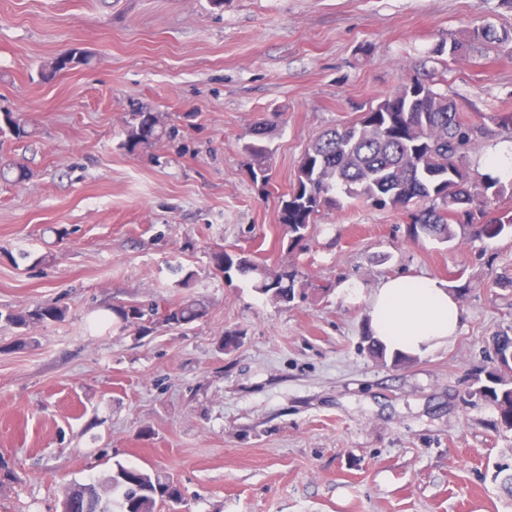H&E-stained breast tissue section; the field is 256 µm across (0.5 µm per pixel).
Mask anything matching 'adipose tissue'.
I'll return each mask as SVG.
<instances>
[{
  "label": "adipose tissue",
  "mask_w": 512,
  "mask_h": 512,
  "mask_svg": "<svg viewBox=\"0 0 512 512\" xmlns=\"http://www.w3.org/2000/svg\"><path fill=\"white\" fill-rule=\"evenodd\" d=\"M367 317L371 336L387 355L408 358L448 345L460 327L462 311L444 283L395 276L372 291Z\"/></svg>",
  "instance_id": "1"
}]
</instances>
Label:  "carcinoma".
I'll return each mask as SVG.
<instances>
[{"label":"carcinoma","instance_id":"1","mask_svg":"<svg viewBox=\"0 0 512 512\" xmlns=\"http://www.w3.org/2000/svg\"><path fill=\"white\" fill-rule=\"evenodd\" d=\"M475 38L488 44L512 41L509 33L491 25L475 32ZM83 50L73 48L41 69L44 81L68 68L86 65ZM274 121L265 120L249 129L241 150L252 160L254 181L269 182L264 161L266 144ZM0 132L22 141L32 136L29 121L14 112L0 113ZM126 137L121 148L134 152L170 136L161 115L142 108L126 121ZM478 135V128L465 121L455 103L430 86L412 81L378 100L353 124L329 129L306 147L294 176L288 198L282 201L279 223L288 228L290 244L299 245L309 234L315 217L325 210L342 208V199H363L381 208L395 210L411 206L410 237L422 235L442 242L454 239L450 224L465 216L485 214L487 204L505 192L499 181L488 179L482 185L472 182L466 167L467 154ZM512 229V217L498 218L483 225L480 233L494 239ZM210 267L216 274L256 273V289L278 303L295 299L301 272L294 264L280 269L277 279L259 268L243 252L232 253L223 246L210 253ZM158 305L140 301L112 306V320L125 329L146 336L155 329ZM169 328L187 329L209 314L204 300L187 296L168 307ZM11 325L28 330L65 318V310L38 304L20 312L0 313ZM497 367L487 372L485 383L476 393L491 400L499 409L501 425L512 430V337L496 340ZM184 501L180 485L170 475L149 472L133 465L115 464L112 471L93 482L67 488L60 502L64 512H174Z\"/></svg>","mask_w":512,"mask_h":512}]
</instances>
